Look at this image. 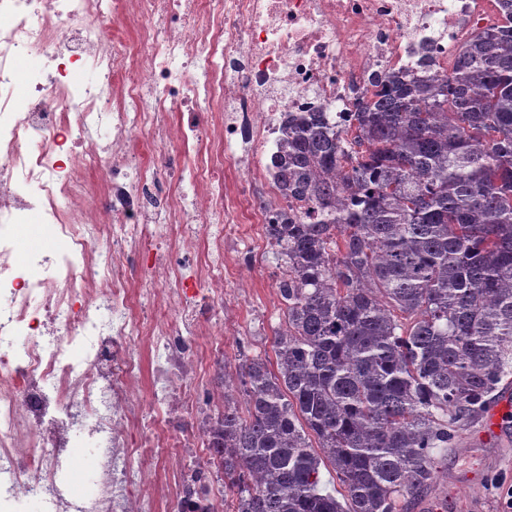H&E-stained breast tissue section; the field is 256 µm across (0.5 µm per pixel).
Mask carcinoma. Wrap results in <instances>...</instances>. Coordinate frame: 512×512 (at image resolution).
Listing matches in <instances>:
<instances>
[{
    "label": "carcinoma",
    "mask_w": 512,
    "mask_h": 512,
    "mask_svg": "<svg viewBox=\"0 0 512 512\" xmlns=\"http://www.w3.org/2000/svg\"><path fill=\"white\" fill-rule=\"evenodd\" d=\"M444 79L390 72L343 126L285 121L266 235L276 361L202 433L235 512H402L512 376V8ZM344 489L329 490L321 467Z\"/></svg>",
    "instance_id": "cac0c4a2"
}]
</instances>
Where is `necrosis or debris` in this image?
<instances>
[{"instance_id": "obj_1", "label": "necrosis or debris", "mask_w": 512, "mask_h": 512, "mask_svg": "<svg viewBox=\"0 0 512 512\" xmlns=\"http://www.w3.org/2000/svg\"><path fill=\"white\" fill-rule=\"evenodd\" d=\"M488 0H0V505L50 497L71 434L110 448L112 492L91 503L50 497L55 512H157L184 499L141 461L133 434L146 408L153 438L190 405L176 379L200 366L182 345L204 326L181 284L224 287L239 227L257 236L281 211L265 159L290 116L339 123L374 81L402 70L447 75L499 22ZM41 66L25 68L29 58ZM26 69L31 96L10 87ZM92 71L77 83L72 70ZM106 170V192L86 180ZM39 216L55 250L14 243ZM153 260L143 272L134 261ZM35 331L13 348L19 327ZM153 348L144 392L136 342ZM98 353L73 364L69 346Z\"/></svg>"}]
</instances>
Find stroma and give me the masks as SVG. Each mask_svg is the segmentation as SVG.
<instances>
[{
  "label": "stroma",
  "mask_w": 512,
  "mask_h": 512,
  "mask_svg": "<svg viewBox=\"0 0 512 512\" xmlns=\"http://www.w3.org/2000/svg\"><path fill=\"white\" fill-rule=\"evenodd\" d=\"M279 277L276 261L263 247L253 256L241 282L225 284L223 293L206 297L210 332L184 339L189 355L206 361L203 372L187 383L194 398L205 407L200 413H175L166 446L146 451L156 466H164L176 452L182 435L200 431L204 417L213 413L215 406L207 397L219 390V361L234 364L243 350L252 355H272V337L284 319L276 288ZM479 434V424L466 427L457 448L439 456L437 478L430 491L448 502L447 512H503L501 498L512 489V423L491 441L480 440ZM71 452L82 466L60 473V480L67 484L65 496L75 500L91 497L96 489L100 451L77 436L72 440Z\"/></svg>",
  "instance_id": "1"
}]
</instances>
